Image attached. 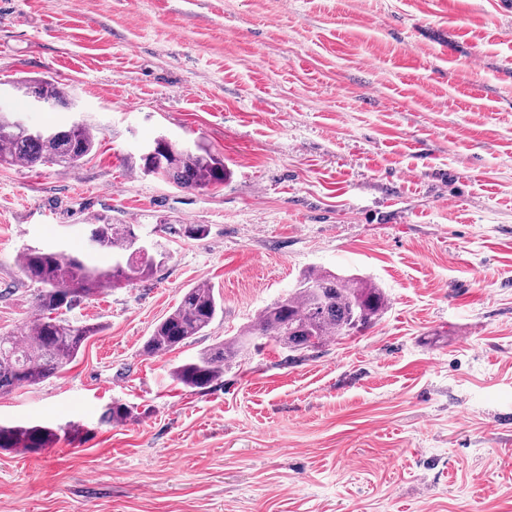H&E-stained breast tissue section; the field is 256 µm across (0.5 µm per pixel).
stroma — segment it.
I'll use <instances>...</instances> for the list:
<instances>
[{"label": "stroma", "mask_w": 512, "mask_h": 512, "mask_svg": "<svg viewBox=\"0 0 512 512\" xmlns=\"http://www.w3.org/2000/svg\"><path fill=\"white\" fill-rule=\"evenodd\" d=\"M50 77L93 154L0 165V336L35 314L34 245L133 225L153 276L84 300L101 324L63 372L0 394V425L66 433L0 449V512H512V13L501 0H0V83ZM223 158L184 190L136 165L156 137ZM204 224L192 239L180 226ZM375 280L358 336L292 352L246 331L309 268ZM224 313L142 345L186 289ZM244 337L208 392L175 366ZM131 406L104 423L107 405Z\"/></svg>", "instance_id": "1"}]
</instances>
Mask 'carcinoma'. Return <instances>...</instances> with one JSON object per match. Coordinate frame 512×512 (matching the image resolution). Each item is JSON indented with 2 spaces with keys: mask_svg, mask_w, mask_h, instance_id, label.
Listing matches in <instances>:
<instances>
[{
  "mask_svg": "<svg viewBox=\"0 0 512 512\" xmlns=\"http://www.w3.org/2000/svg\"><path fill=\"white\" fill-rule=\"evenodd\" d=\"M18 93L31 89L52 107L71 109L66 88L53 79H20ZM155 153L139 157V170L162 177L187 190H204L224 183V160L204 147H180L165 137L156 138ZM95 148V137L83 123L46 127L31 134L8 112L0 111V163L25 168L55 166L61 171L76 167ZM87 238L96 242L95 251L112 255V266L101 268L86 253L61 249L26 248L20 267L26 278L42 286L36 314L21 336H0V394L36 385L64 369L86 342L100 333L96 323L68 316L84 299L122 282L146 278L159 261L135 254L139 236L129 224H114L100 218L87 225ZM388 298L371 281L327 270L304 272L296 288L266 306L248 330L250 336H266L295 352L315 350L331 338L343 339L365 332L384 314ZM222 311L213 289H187L178 305L147 337L142 352L165 354L201 336ZM241 351L236 339L224 341L198 354L172 371L184 388L202 392L224 375ZM58 431L40 425H0V448L36 450L56 442Z\"/></svg>",
  "mask_w": 512,
  "mask_h": 512,
  "instance_id": "1",
  "label": "carcinoma"
}]
</instances>
